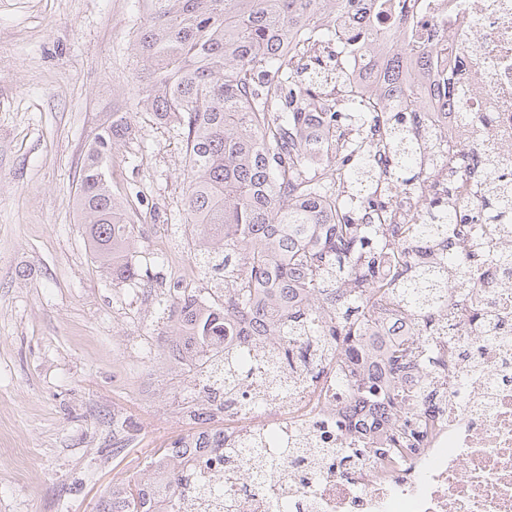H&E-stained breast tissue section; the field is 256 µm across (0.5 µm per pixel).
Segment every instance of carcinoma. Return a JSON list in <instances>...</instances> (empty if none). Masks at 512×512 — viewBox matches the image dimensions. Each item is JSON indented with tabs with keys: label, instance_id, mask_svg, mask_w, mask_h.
<instances>
[{
	"label": "carcinoma",
	"instance_id": "1",
	"mask_svg": "<svg viewBox=\"0 0 512 512\" xmlns=\"http://www.w3.org/2000/svg\"><path fill=\"white\" fill-rule=\"evenodd\" d=\"M145 17L132 46L145 63L142 111L182 138L186 223L213 244L204 263L224 271V298L201 305L184 293L175 346L196 354L198 378L221 379L219 392L202 385L197 415L211 412L217 394L231 399L248 377L251 347L230 353L226 336H254L251 324L278 337L273 367L313 374L321 367L374 345L381 313L397 306L414 331L376 347L377 364L354 380L362 399L388 402L384 441L413 447L417 395L407 373L421 380L458 361L461 351L445 341L439 316L455 301L461 315L478 317L479 288L460 255L485 256L489 237L454 228V182L441 190L445 203L421 205L400 222L392 190H422L399 173L425 164L407 112H377L369 83L388 89L420 88V66L392 52L374 62L360 91L343 94L346 75L332 59L346 53L336 18L347 16L353 35L376 42L387 34L369 24L375 0H145ZM134 113L114 112L88 148L80 169L75 207L94 259L113 284L140 276L129 258L134 224L112 191L107 162L112 148L133 134ZM482 223L512 220V186L484 189ZM271 439L252 434L232 453L249 456ZM221 458L187 467L177 452L151 458L167 467V489L150 483L109 492L103 512H176L178 491L193 469H212Z\"/></svg>",
	"mask_w": 512,
	"mask_h": 512
}]
</instances>
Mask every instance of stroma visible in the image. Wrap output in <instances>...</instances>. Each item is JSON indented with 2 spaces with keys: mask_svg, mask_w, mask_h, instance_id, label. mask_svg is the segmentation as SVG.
I'll list each match as a JSON object with an SVG mask.
<instances>
[{
  "mask_svg": "<svg viewBox=\"0 0 512 512\" xmlns=\"http://www.w3.org/2000/svg\"><path fill=\"white\" fill-rule=\"evenodd\" d=\"M140 0H0V512H98L147 459L224 414L187 412L192 375L172 354L178 291L212 301L183 224L185 148L139 115L108 173L135 223L145 278L113 284L73 199L85 152L134 110L129 42Z\"/></svg>",
  "mask_w": 512,
  "mask_h": 512,
  "instance_id": "1",
  "label": "stroma"
}]
</instances>
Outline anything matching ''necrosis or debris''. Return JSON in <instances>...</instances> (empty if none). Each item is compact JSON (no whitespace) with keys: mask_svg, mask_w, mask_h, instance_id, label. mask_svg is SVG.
Listing matches in <instances>:
<instances>
[{"mask_svg":"<svg viewBox=\"0 0 512 512\" xmlns=\"http://www.w3.org/2000/svg\"><path fill=\"white\" fill-rule=\"evenodd\" d=\"M373 25L398 33L405 56L427 57L431 78L413 97L391 101L377 88L384 111L417 113L422 130L440 147L471 158L461 176L468 203L480 205L484 182L478 161L491 156L495 174L512 179V0H384ZM479 301L495 318L500 338H478L460 312L449 309L456 341L476 346L437 378L423 401L425 426L414 449L378 455V432H359L358 408L336 385L351 363L327 366L281 395L265 368L252 371L266 403L251 405L240 388L224 412V445L252 433H272L298 450L286 471L233 489V512H275L285 498L303 512H512V269L500 279L485 265L472 268Z\"/></svg>","mask_w":512,"mask_h":512,"instance_id":"4bbe7bcc","label":"necrosis or debris"}]
</instances>
